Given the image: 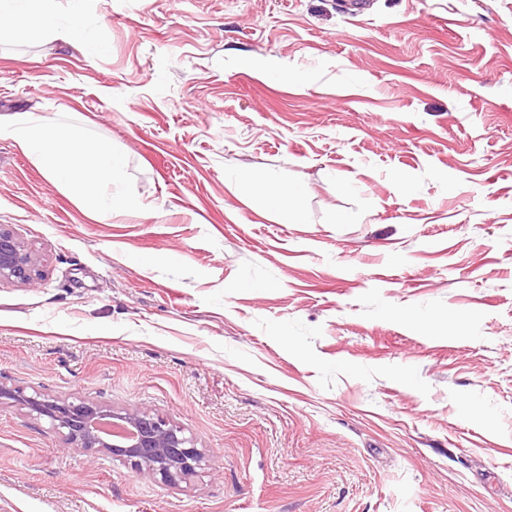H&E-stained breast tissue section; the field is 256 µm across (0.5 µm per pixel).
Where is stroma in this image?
Wrapping results in <instances>:
<instances>
[{
	"instance_id": "35a3bbf8",
	"label": "stroma",
	"mask_w": 512,
	"mask_h": 512,
	"mask_svg": "<svg viewBox=\"0 0 512 512\" xmlns=\"http://www.w3.org/2000/svg\"><path fill=\"white\" fill-rule=\"evenodd\" d=\"M0 115L126 161L101 216L0 139V381L167 418V485L0 407V512H512V0H83ZM301 78L289 84L284 71ZM301 182L302 223L228 173ZM39 260L18 234L5 224L0 225V282L8 281L27 287L42 279Z\"/></svg>"
}]
</instances>
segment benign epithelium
Segmentation results:
<instances>
[{"label": "benign epithelium", "instance_id": "obj_1", "mask_svg": "<svg viewBox=\"0 0 512 512\" xmlns=\"http://www.w3.org/2000/svg\"><path fill=\"white\" fill-rule=\"evenodd\" d=\"M42 279L39 260L8 225H0V282L27 287ZM14 404L47 419L71 448L102 452L175 485L202 466L205 453L170 421L137 410L116 411L93 400L78 402L40 392L28 395L0 382V405Z\"/></svg>", "mask_w": 512, "mask_h": 512}]
</instances>
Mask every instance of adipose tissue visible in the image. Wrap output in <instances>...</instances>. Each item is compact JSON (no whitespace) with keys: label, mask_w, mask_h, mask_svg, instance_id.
I'll return each instance as SVG.
<instances>
[{"label":"adipose tissue","mask_w":512,"mask_h":512,"mask_svg":"<svg viewBox=\"0 0 512 512\" xmlns=\"http://www.w3.org/2000/svg\"><path fill=\"white\" fill-rule=\"evenodd\" d=\"M0 15L15 17L24 34L55 33L53 0H0ZM0 138L12 140L70 197L102 214L137 210L132 197L114 190L124 162L111 145L90 139L63 119L38 112L0 115ZM253 191L271 208L293 215L303 195L301 184L281 182L270 175L252 179Z\"/></svg>","instance_id":"1"}]
</instances>
